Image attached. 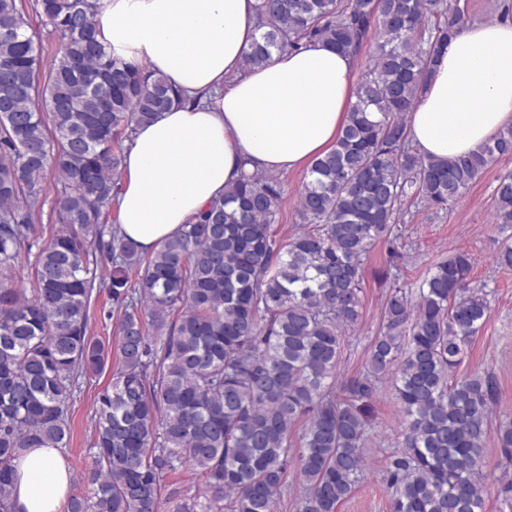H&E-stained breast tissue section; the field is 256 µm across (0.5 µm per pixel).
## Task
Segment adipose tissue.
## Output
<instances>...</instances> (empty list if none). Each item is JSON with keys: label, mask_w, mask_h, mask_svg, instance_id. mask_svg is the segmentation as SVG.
I'll list each match as a JSON object with an SVG mask.
<instances>
[{"label": "adipose tissue", "mask_w": 512, "mask_h": 512, "mask_svg": "<svg viewBox=\"0 0 512 512\" xmlns=\"http://www.w3.org/2000/svg\"><path fill=\"white\" fill-rule=\"evenodd\" d=\"M96 27L108 51L148 63L187 97L138 125L124 152L121 229L145 253L241 172L297 170L328 153L355 101L354 59L319 44L244 69L256 0H101ZM509 127L512 20L469 24L409 112V138L453 160ZM13 469V512H64L72 474L59 449H29Z\"/></svg>", "instance_id": "obj_1"}]
</instances>
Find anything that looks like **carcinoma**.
I'll use <instances>...</instances> for the list:
<instances>
[{"instance_id":"1","label":"carcinoma","mask_w":512,"mask_h":512,"mask_svg":"<svg viewBox=\"0 0 512 512\" xmlns=\"http://www.w3.org/2000/svg\"><path fill=\"white\" fill-rule=\"evenodd\" d=\"M99 8L32 0L29 15L23 0H0V512H12L13 460L67 447L70 397L112 355L88 492L68 512H158L163 478L186 468L202 474L205 494L171 489L177 512H276L292 461L298 512H337L363 477L366 406L386 379L404 415L386 467L391 512H485L484 446L495 436L512 461V419L491 428L490 376L453 378L490 311L471 285L470 254L438 263L414 289L393 286L365 371L336 385L343 336L362 316L365 260L381 239L403 258L393 237L403 202L442 208L512 153V127L454 161L408 140L406 114L464 26L457 4L258 0L247 70L316 43L373 49L335 147L299 192L305 229L283 245L273 237L281 182L253 173L147 256L105 222L120 193L119 137L185 98L98 42ZM32 15L59 38L43 83ZM49 173L55 230L45 240L34 221ZM492 215L512 225V174L499 178ZM21 262L30 290L13 279ZM101 291L122 311L113 349L87 335Z\"/></svg>"}]
</instances>
